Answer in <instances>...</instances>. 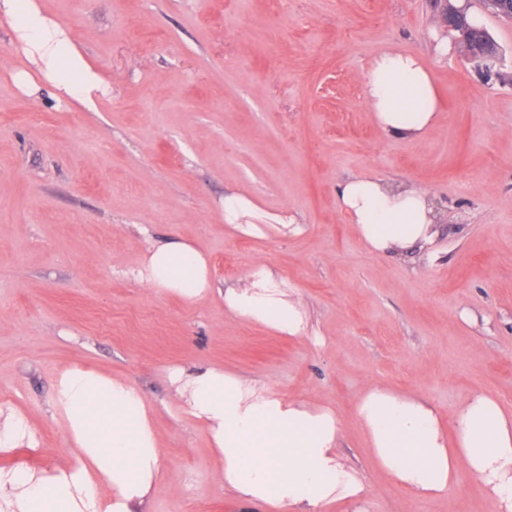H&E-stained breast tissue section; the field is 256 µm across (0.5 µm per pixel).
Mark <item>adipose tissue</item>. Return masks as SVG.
Wrapping results in <instances>:
<instances>
[{"instance_id": "obj_1", "label": "adipose tissue", "mask_w": 512, "mask_h": 512, "mask_svg": "<svg viewBox=\"0 0 512 512\" xmlns=\"http://www.w3.org/2000/svg\"><path fill=\"white\" fill-rule=\"evenodd\" d=\"M0 20L26 68L13 80L24 93L40 85L57 101L96 111L108 82L86 59L42 0H0ZM366 101L381 129L418 138L432 125L438 96L415 54L380 53L365 74ZM337 200L371 250H412L431 242L436 222L427 192L370 176L341 183ZM150 287L194 302L212 289L210 261L190 243L172 239L145 252L137 270ZM234 315L287 335L304 332L298 302L264 266L246 284L224 294ZM169 379L185 412L207 432L219 456V474L239 512H321L337 500H358L365 487L338 452L335 414L287 401L218 368ZM55 404L67 420V437L79 454L69 466L43 476L0 481V512H141L161 468L160 442L142 391L126 380L73 368L55 385ZM357 415L378 465L404 489L421 496L447 492L459 469L477 476L493 512H512V419L485 396L466 400L446 436L424 402L383 388L369 389Z\"/></svg>"}]
</instances>
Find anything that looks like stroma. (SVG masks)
Listing matches in <instances>:
<instances>
[{"label": "stroma", "instance_id": "stroma-1", "mask_svg": "<svg viewBox=\"0 0 512 512\" xmlns=\"http://www.w3.org/2000/svg\"><path fill=\"white\" fill-rule=\"evenodd\" d=\"M110 85L98 109L23 93L24 58L0 26V408L32 442L0 474L74 462L53 404L65 371L130 380L147 396L162 476L142 512H236L172 367H220L286 400L331 408L366 512H491L460 470L418 498L377 466L356 416L380 385L422 398L452 430L484 394L512 413V21L469 0L499 47L495 78L457 43L434 0H43ZM417 53L441 96L423 139L386 134L366 103L382 50ZM368 173L427 191L431 244L376 253L336 189ZM265 214L226 229L224 196ZM299 227L285 234L280 220ZM178 236L210 260L213 293L187 302L135 277L143 250ZM264 265L306 312L302 336L229 313L225 290Z\"/></svg>", "mask_w": 512, "mask_h": 512}]
</instances>
